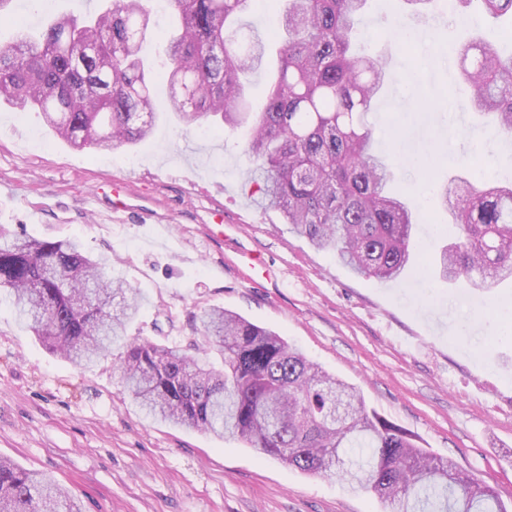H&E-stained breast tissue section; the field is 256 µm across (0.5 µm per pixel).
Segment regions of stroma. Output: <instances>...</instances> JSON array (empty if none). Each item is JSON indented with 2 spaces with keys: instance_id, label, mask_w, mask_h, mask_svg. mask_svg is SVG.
I'll use <instances>...</instances> for the list:
<instances>
[{
  "instance_id": "35a3bbf8",
  "label": "stroma",
  "mask_w": 512,
  "mask_h": 512,
  "mask_svg": "<svg viewBox=\"0 0 512 512\" xmlns=\"http://www.w3.org/2000/svg\"><path fill=\"white\" fill-rule=\"evenodd\" d=\"M358 53L391 79L368 120L396 187L414 204L419 262L448 239L438 187L478 167L512 181V137L467 105L449 51L479 37L512 51V21L411 15L369 0ZM241 134L171 121L137 147L79 151L41 116L0 106V227L79 239L144 298L129 336L187 345L189 313L221 306L279 333L353 384L368 409L449 457L512 505V283L486 293L408 271L366 281L254 205ZM129 207L113 214V190ZM224 210L223 226L211 211ZM257 256L273 279L250 280ZM0 457L54 478L83 512H384L367 493L214 435L154 422L131 405L113 357L50 355L0 301Z\"/></svg>"
}]
</instances>
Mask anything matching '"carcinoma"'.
Returning <instances> with one entry per match:
<instances>
[{"label": "carcinoma", "mask_w": 512, "mask_h": 512, "mask_svg": "<svg viewBox=\"0 0 512 512\" xmlns=\"http://www.w3.org/2000/svg\"><path fill=\"white\" fill-rule=\"evenodd\" d=\"M178 24L164 32L154 67L142 54L143 0H110L0 45V104L39 112L77 149L133 147L160 120L153 85L168 84L170 112L186 125L211 116L248 128L243 155L256 205L367 281L403 276L414 258L408 204L389 192L394 164L377 154L366 122L389 80L386 62L351 53L367 0H282L283 44L261 112L246 110L248 76L267 56L253 29L234 24L250 0H169ZM491 18L512 0H480ZM469 104L512 136V56L482 40L459 53ZM455 238L423 271L450 286L488 291L512 281V182L479 178L439 193ZM52 355L88 364L120 350L130 401L153 420L257 448L303 473L372 493L388 512H507L493 490L450 458L368 410L357 389L323 370L275 331L220 307L188 321L217 367L174 346L129 340L137 289L75 239L0 233V291ZM0 512H82L56 480L0 458Z\"/></svg>", "instance_id": "1"}]
</instances>
